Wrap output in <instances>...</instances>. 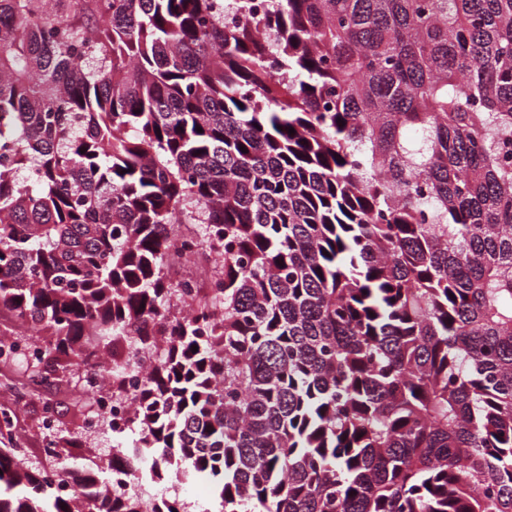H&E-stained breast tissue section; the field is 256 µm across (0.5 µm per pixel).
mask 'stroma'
<instances>
[{
  "instance_id": "stroma-1",
  "label": "stroma",
  "mask_w": 512,
  "mask_h": 512,
  "mask_svg": "<svg viewBox=\"0 0 512 512\" xmlns=\"http://www.w3.org/2000/svg\"><path fill=\"white\" fill-rule=\"evenodd\" d=\"M0 403L18 408L11 419L0 418V440L22 448L29 464L48 468L61 465V458L46 456L44 452L49 436L53 435L84 454L90 467L111 466L114 435L105 426L94 432L85 429V416L92 412L93 401L82 392L77 381L36 388L24 364L0 362ZM48 406L56 410V427L50 434L42 423L43 410Z\"/></svg>"
}]
</instances>
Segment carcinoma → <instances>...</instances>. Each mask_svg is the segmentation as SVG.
Instances as JSON below:
<instances>
[{
    "label": "carcinoma",
    "instance_id": "obj_1",
    "mask_svg": "<svg viewBox=\"0 0 512 512\" xmlns=\"http://www.w3.org/2000/svg\"><path fill=\"white\" fill-rule=\"evenodd\" d=\"M2 309L39 386L165 343L124 454L205 512H512V0H0ZM76 461L0 512H185ZM221 258L214 251L206 249L204 255L195 260L179 262L171 259L165 265V272L170 282L175 283L177 276H193L199 282V288H209L217 273L221 270ZM0 333L5 335L21 333L31 341L37 343L43 342L49 338V334L44 330L37 332L30 327L20 325L17 320L5 310L0 311ZM152 489L158 494L163 493L177 497L183 503H186L188 512H198L200 509L210 508L213 505L210 492L203 485L169 483Z\"/></svg>",
    "mask_w": 512,
    "mask_h": 512
}]
</instances>
